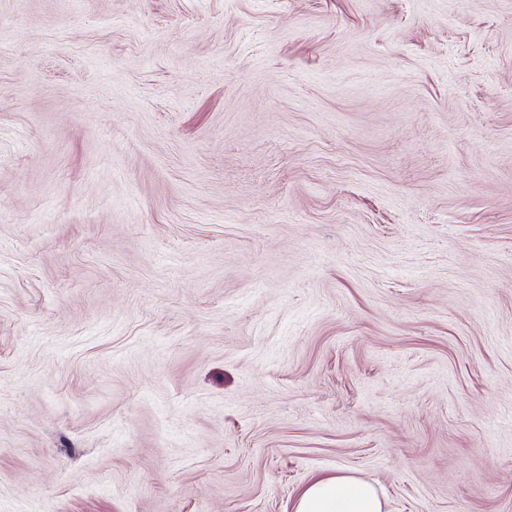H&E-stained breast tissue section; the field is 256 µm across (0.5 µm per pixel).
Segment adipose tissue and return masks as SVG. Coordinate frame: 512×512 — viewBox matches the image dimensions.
Here are the masks:
<instances>
[{
    "label": "adipose tissue",
    "mask_w": 512,
    "mask_h": 512,
    "mask_svg": "<svg viewBox=\"0 0 512 512\" xmlns=\"http://www.w3.org/2000/svg\"><path fill=\"white\" fill-rule=\"evenodd\" d=\"M295 512H385V503L372 483L336 474L312 481L300 494Z\"/></svg>",
    "instance_id": "obj_1"
}]
</instances>
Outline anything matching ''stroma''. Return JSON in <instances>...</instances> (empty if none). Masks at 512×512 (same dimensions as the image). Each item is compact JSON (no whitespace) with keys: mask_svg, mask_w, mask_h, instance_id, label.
<instances>
[{"mask_svg":"<svg viewBox=\"0 0 512 512\" xmlns=\"http://www.w3.org/2000/svg\"><path fill=\"white\" fill-rule=\"evenodd\" d=\"M512 512V0H0V512ZM295 512H384L385 503L375 485L360 478L336 474L312 481L300 494Z\"/></svg>","mask_w":512,"mask_h":512,"instance_id":"1","label":"stroma"}]
</instances>
